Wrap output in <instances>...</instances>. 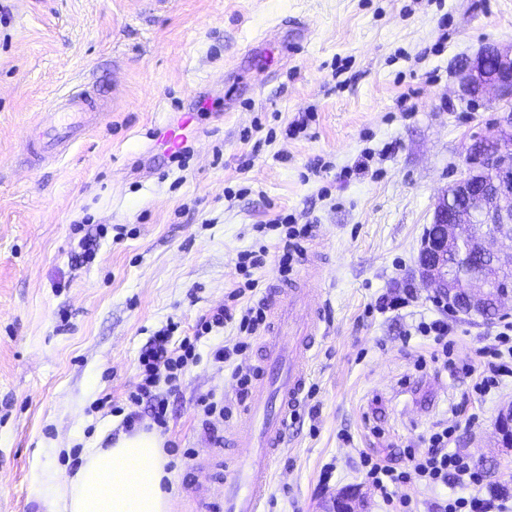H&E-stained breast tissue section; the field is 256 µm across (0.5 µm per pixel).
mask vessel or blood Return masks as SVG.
I'll list each match as a JSON object with an SVG mask.
<instances>
[{
  "label": "vessel or blood",
  "instance_id": "1",
  "mask_svg": "<svg viewBox=\"0 0 512 512\" xmlns=\"http://www.w3.org/2000/svg\"><path fill=\"white\" fill-rule=\"evenodd\" d=\"M92 85L49 102L30 126L23 150L27 164L64 154L97 121ZM316 284L298 275L270 284L269 327L253 369L245 418L224 438L227 460L217 487H199L202 507L220 501L224 512H261L271 487L274 456L286 445L288 419L298 407L322 316Z\"/></svg>",
  "mask_w": 512,
  "mask_h": 512
}]
</instances>
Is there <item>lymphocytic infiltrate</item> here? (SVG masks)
<instances>
[{"label":"lymphocytic infiltrate","mask_w":512,"mask_h":512,"mask_svg":"<svg viewBox=\"0 0 512 512\" xmlns=\"http://www.w3.org/2000/svg\"><path fill=\"white\" fill-rule=\"evenodd\" d=\"M269 230H283L279 240L281 255L279 270L281 275H288L301 253L300 241L308 237L311 225L302 226L292 222L290 217H278L268 224ZM244 290V289H243ZM242 289H234L228 295L229 302L202 316L198 323V334L204 335L213 329L224 327L228 322L238 321L239 327L251 335H261L266 328L267 314L264 306H250L242 312H235L234 301L243 295ZM178 329L175 322H168L159 329L150 340L140 356L143 380L137 393L131 394L129 401L132 410L123 419L126 430H133L142 425L144 420H151L158 428L167 426L168 402L157 388L160 384L174 385L189 363L196 358L195 343L190 338L175 339ZM496 338L498 348L480 349L482 359L476 369V381L473 389L479 396L489 395L499 390L506 378H512V363L504 362V355L512 356V325L500 327ZM148 405L147 414H140L141 405ZM451 433L441 430L431 434L428 446L421 452H410L411 472H404L385 464L382 460L366 455L362 465L367 469V476L378 497L384 504L400 502L410 506L412 497L405 489L411 476H418L424 488L435 489L452 485L447 502L439 512H506L504 502L484 497L481 489L487 482V475L478 470L472 459L461 452L449 449Z\"/></svg>","instance_id":"f902f5d3"}]
</instances>
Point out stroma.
<instances>
[{
	"label": "stroma",
	"mask_w": 512,
	"mask_h": 512,
	"mask_svg": "<svg viewBox=\"0 0 512 512\" xmlns=\"http://www.w3.org/2000/svg\"><path fill=\"white\" fill-rule=\"evenodd\" d=\"M488 43L512 45V0H0V512H45L46 466L70 477L110 446L154 332L171 320L192 335L280 212L327 255L325 319L265 512H332L346 492L358 512H390L361 453L403 469L443 427L487 474L483 494L504 486L512 507V448L495 437L512 379L472 404L464 371L494 323L452 317L441 374L419 367L413 333L442 314L417 273L424 232L493 119L456 67ZM92 76L102 122L61 159L16 166L45 101ZM188 111L200 135L178 164L155 131ZM396 295L406 306L382 307ZM237 335L202 339L167 395L171 512H198L197 485L221 477L198 399L235 403L233 369L260 342L233 367L210 352Z\"/></svg>",
	"instance_id": "1"
}]
</instances>
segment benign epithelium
Masks as SVG:
<instances>
[{"instance_id": "7a95c632", "label": "benign epithelium", "mask_w": 512, "mask_h": 512, "mask_svg": "<svg viewBox=\"0 0 512 512\" xmlns=\"http://www.w3.org/2000/svg\"><path fill=\"white\" fill-rule=\"evenodd\" d=\"M460 92L480 101L496 117L478 142L489 146L486 165L467 150V173L438 197L435 235L427 239L418 263L423 285L448 299L463 294L470 311L494 299L492 317L512 315V293H499L502 277L489 274L470 255L512 272V46L484 45L458 69ZM464 260L460 274L448 270V254Z\"/></svg>"}]
</instances>
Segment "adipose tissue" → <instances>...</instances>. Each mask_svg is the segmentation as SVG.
<instances>
[{
	"instance_id": "obj_1",
	"label": "adipose tissue",
	"mask_w": 512,
	"mask_h": 512,
	"mask_svg": "<svg viewBox=\"0 0 512 512\" xmlns=\"http://www.w3.org/2000/svg\"><path fill=\"white\" fill-rule=\"evenodd\" d=\"M167 463L161 439L138 428L89 452L64 484L45 468L40 491L48 512H170Z\"/></svg>"
}]
</instances>
